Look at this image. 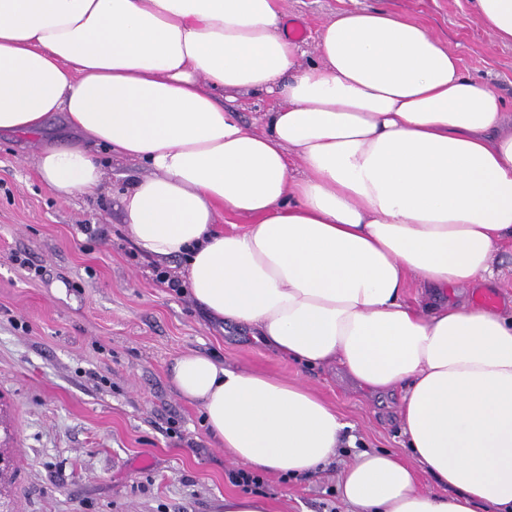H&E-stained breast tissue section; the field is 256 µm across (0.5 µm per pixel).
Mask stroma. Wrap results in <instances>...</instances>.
Segmentation results:
<instances>
[{"instance_id": "35a3bbf8", "label": "stroma", "mask_w": 512, "mask_h": 512, "mask_svg": "<svg viewBox=\"0 0 512 512\" xmlns=\"http://www.w3.org/2000/svg\"><path fill=\"white\" fill-rule=\"evenodd\" d=\"M387 9L426 27L512 108V44L495 41L469 0H286L287 27L313 40L343 9ZM39 138L0 136V512H220L240 493V470L208 434L200 406L173 389L169 368L187 352L231 368L300 378L336 408L357 438L337 464L292 480L263 478L272 512H347L337 489L355 450L409 457L398 398L357 386L340 371L308 368L214 322L192 300L157 283L156 259L141 253L122 222L136 162L98 156L106 189L56 198L40 180ZM102 224L107 240L81 232ZM27 255L32 268L14 261ZM494 296L512 306V242L500 273L468 289L465 303Z\"/></svg>"}]
</instances>
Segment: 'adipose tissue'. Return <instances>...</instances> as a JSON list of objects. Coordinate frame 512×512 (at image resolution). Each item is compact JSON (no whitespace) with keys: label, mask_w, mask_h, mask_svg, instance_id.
Segmentation results:
<instances>
[{"label":"adipose tissue","mask_w":512,"mask_h":512,"mask_svg":"<svg viewBox=\"0 0 512 512\" xmlns=\"http://www.w3.org/2000/svg\"><path fill=\"white\" fill-rule=\"evenodd\" d=\"M470 6L512 44V0ZM285 16V0H0V134L63 117L34 160L62 199L101 190L97 147L145 165L122 196L129 236L184 259L212 319L398 394L413 456L355 454L348 512H512V313L448 298L492 281L512 242V113L394 12L335 13L309 51ZM228 92L282 105L255 130ZM225 214L244 226L220 229ZM170 382L259 471L298 478L348 438L299 380L189 352Z\"/></svg>","instance_id":"1"}]
</instances>
